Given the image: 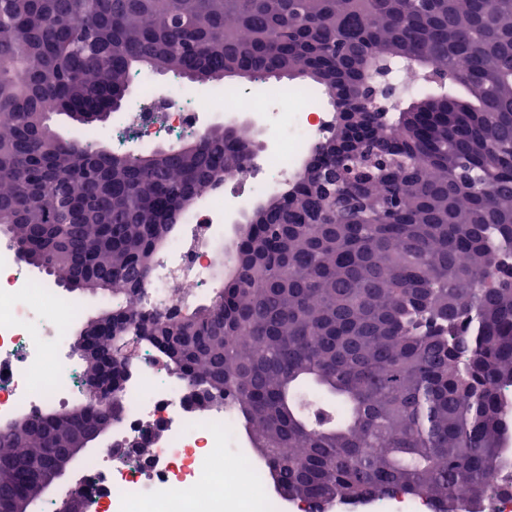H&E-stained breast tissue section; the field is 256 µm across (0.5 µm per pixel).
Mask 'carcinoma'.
Wrapping results in <instances>:
<instances>
[{"label": "carcinoma", "mask_w": 512, "mask_h": 512, "mask_svg": "<svg viewBox=\"0 0 512 512\" xmlns=\"http://www.w3.org/2000/svg\"><path fill=\"white\" fill-rule=\"evenodd\" d=\"M324 85L434 71L370 130L385 166L349 182L387 211L331 207L317 172L266 197L223 288L174 314L125 288L189 203L246 166L224 127L118 159L59 137L103 121L135 75L205 84L241 68ZM0 236L62 286L112 299L105 360L171 316L174 362L243 418L268 476L311 512L409 495L453 512L483 498L512 432V0H0ZM84 405L0 428V509L35 490L27 457L85 431Z\"/></svg>", "instance_id": "carcinoma-1"}]
</instances>
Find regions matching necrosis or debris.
I'll use <instances>...</instances> for the list:
<instances>
[{"mask_svg": "<svg viewBox=\"0 0 512 512\" xmlns=\"http://www.w3.org/2000/svg\"><path fill=\"white\" fill-rule=\"evenodd\" d=\"M140 93L159 102L161 118L138 116L113 127L114 142L175 145L205 133L203 113L264 107L257 97L237 91L214 100L192 87L163 91L150 83ZM281 104L272 118L288 148L255 153L248 198L292 179L303 153L329 133L331 115L318 89L284 90ZM223 238V208L204 204L174 234L140 290L139 308L167 312L210 297L216 262H235ZM78 313L14 259L0 257V424L70 401L81 388L79 366L64 355L68 325ZM121 401L123 416L112 426L111 447L95 449L81 465V491L92 512H309L307 503L287 499L270 482L233 407L190 404L179 373L157 349L139 345L129 353ZM142 440L152 450L146 459L113 457V449Z\"/></svg>", "mask_w": 512, "mask_h": 512, "instance_id": "obj_1", "label": "necrosis or debris"}]
</instances>
